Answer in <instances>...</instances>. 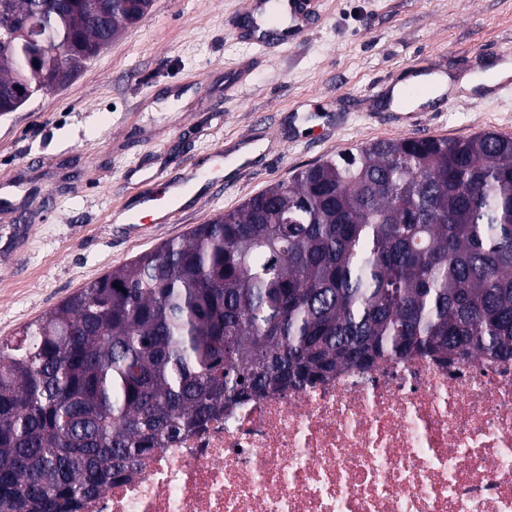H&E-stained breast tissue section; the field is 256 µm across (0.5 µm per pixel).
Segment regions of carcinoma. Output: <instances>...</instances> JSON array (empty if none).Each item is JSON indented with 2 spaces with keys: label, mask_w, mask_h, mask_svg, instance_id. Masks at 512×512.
Here are the masks:
<instances>
[{
  "label": "carcinoma",
  "mask_w": 512,
  "mask_h": 512,
  "mask_svg": "<svg viewBox=\"0 0 512 512\" xmlns=\"http://www.w3.org/2000/svg\"><path fill=\"white\" fill-rule=\"evenodd\" d=\"M152 2L0 0V112ZM414 356L512 362L510 136L339 153L1 339L0 512H80L242 401Z\"/></svg>",
  "instance_id": "1"
}]
</instances>
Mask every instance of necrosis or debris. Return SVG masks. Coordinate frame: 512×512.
<instances>
[{
    "label": "necrosis or debris",
    "instance_id": "necrosis-or-debris-1",
    "mask_svg": "<svg viewBox=\"0 0 512 512\" xmlns=\"http://www.w3.org/2000/svg\"><path fill=\"white\" fill-rule=\"evenodd\" d=\"M82 512H512V363L415 357L255 398Z\"/></svg>",
    "mask_w": 512,
    "mask_h": 512
}]
</instances>
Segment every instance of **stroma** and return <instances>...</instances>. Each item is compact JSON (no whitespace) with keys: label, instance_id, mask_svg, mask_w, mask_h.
I'll list each match as a JSON object with an SVG mask.
<instances>
[{"label":"stroma","instance_id":"obj_1","mask_svg":"<svg viewBox=\"0 0 512 512\" xmlns=\"http://www.w3.org/2000/svg\"><path fill=\"white\" fill-rule=\"evenodd\" d=\"M245 0H153L67 86L0 114V338L88 282L238 208L297 170L404 137L383 83L410 66L452 84L512 48V0H322L323 21L268 55L234 36ZM416 137L512 136V95L478 87L422 107ZM225 166L174 224L114 221L143 184Z\"/></svg>","mask_w":512,"mask_h":512}]
</instances>
